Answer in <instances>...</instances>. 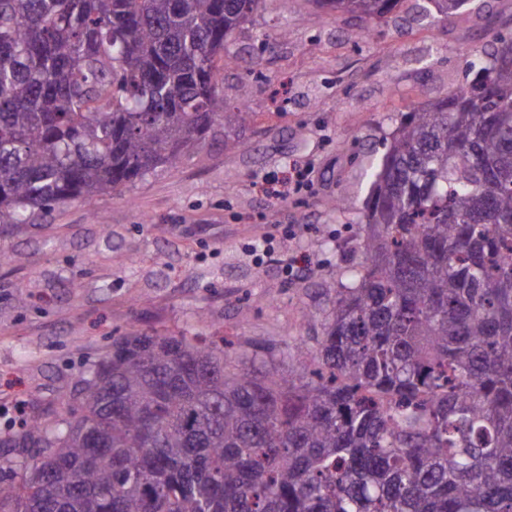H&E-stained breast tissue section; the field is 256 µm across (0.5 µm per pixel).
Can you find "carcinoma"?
I'll return each mask as SVG.
<instances>
[{
    "label": "carcinoma",
    "mask_w": 512,
    "mask_h": 512,
    "mask_svg": "<svg viewBox=\"0 0 512 512\" xmlns=\"http://www.w3.org/2000/svg\"><path fill=\"white\" fill-rule=\"evenodd\" d=\"M396 0H314L365 21ZM266 0H0V223L176 167L241 127L216 61ZM407 113L288 372L122 336L61 411L0 437V512H512V38Z\"/></svg>",
    "instance_id": "1"
}]
</instances>
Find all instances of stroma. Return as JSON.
Instances as JSON below:
<instances>
[{"mask_svg": "<svg viewBox=\"0 0 512 512\" xmlns=\"http://www.w3.org/2000/svg\"><path fill=\"white\" fill-rule=\"evenodd\" d=\"M426 4L365 24L267 0L224 53V97L252 121L215 125L178 167L0 224V436L60 410L118 336H221L287 369L282 349L317 334L327 284L362 260L357 219L396 127L512 36V0L441 22ZM267 236L268 254L248 252Z\"/></svg>", "mask_w": 512, "mask_h": 512, "instance_id": "1", "label": "stroma"}]
</instances>
